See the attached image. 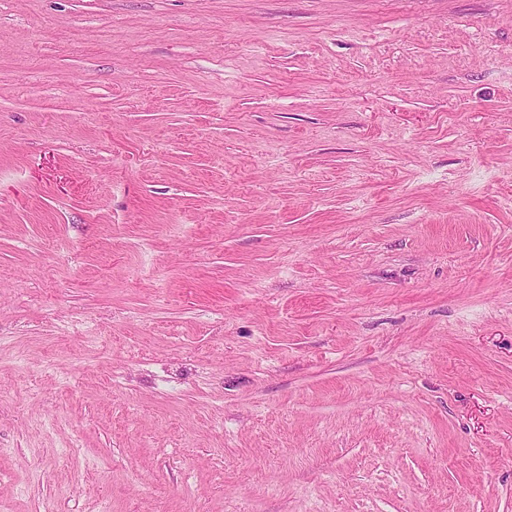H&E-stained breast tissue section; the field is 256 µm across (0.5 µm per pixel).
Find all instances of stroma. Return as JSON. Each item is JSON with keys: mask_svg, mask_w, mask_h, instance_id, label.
<instances>
[{"mask_svg": "<svg viewBox=\"0 0 512 512\" xmlns=\"http://www.w3.org/2000/svg\"><path fill=\"white\" fill-rule=\"evenodd\" d=\"M512 512V0H0V512Z\"/></svg>", "mask_w": 512, "mask_h": 512, "instance_id": "35a3bbf8", "label": "stroma"}]
</instances>
